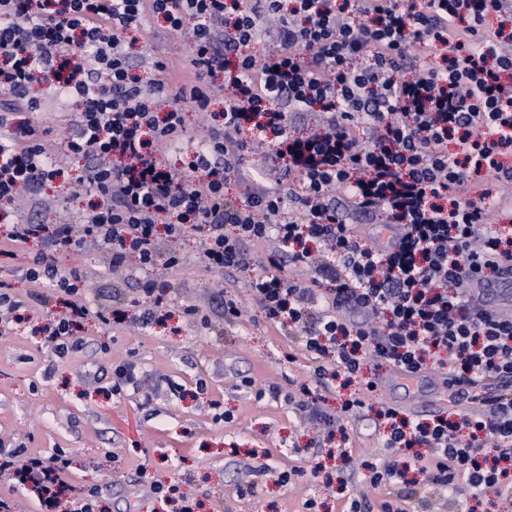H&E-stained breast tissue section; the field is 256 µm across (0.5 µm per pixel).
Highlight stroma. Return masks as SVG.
<instances>
[{"label": "stroma", "instance_id": "1", "mask_svg": "<svg viewBox=\"0 0 512 512\" xmlns=\"http://www.w3.org/2000/svg\"><path fill=\"white\" fill-rule=\"evenodd\" d=\"M186 37L157 30L131 50L136 60L162 58L184 62ZM65 265L85 268L88 294L98 301L122 290L127 318L118 327L88 321L80 333L82 351L56 357L37 326L65 311L56 295L47 294L33 305L25 320L0 335V444H24L34 452L61 448L71 458L70 488L62 512H72L90 487L100 490L102 512H172L152 491L157 483L178 481L196 505L195 512H305L304 503L316 500L319 512H343L350 497L366 494L373 504L387 499L371 490L367 463L381 459V440L366 418L348 423L349 441L330 452L312 454L319 432L311 421L284 400H256L255 391L275 382L295 392L310 382L304 351L295 337L269 325L260 303L246 289H238L245 315L225 322L217 297L226 283L219 274L202 275L187 269L170 273V309L196 306L209 316V327L179 322L177 330L161 326L141 328L137 316L148 301L134 280L105 268L92 248L59 251ZM295 349V362L281 355ZM136 355L142 381L138 391L114 396L88 375ZM365 376H377L372 406L391 404L422 416L430 411L453 413L436 371L418 379L411 389L391 368L366 366ZM254 381L239 387L240 377ZM204 390H197V382ZM232 421H222V412ZM268 462L271 473L255 476L254 495L237 493L244 464ZM333 469L336 478L325 485L315 477L317 467ZM293 470L288 484L278 471ZM407 512H512V498H472L466 486L442 491L421 483L405 499Z\"/></svg>", "mask_w": 512, "mask_h": 512}]
</instances>
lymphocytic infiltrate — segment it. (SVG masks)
<instances>
[{
	"instance_id": "lymphocytic-infiltrate-1",
	"label": "lymphocytic infiltrate",
	"mask_w": 512,
	"mask_h": 512,
	"mask_svg": "<svg viewBox=\"0 0 512 512\" xmlns=\"http://www.w3.org/2000/svg\"><path fill=\"white\" fill-rule=\"evenodd\" d=\"M159 22L189 33L185 64L134 62L130 45ZM265 42L272 50L256 55ZM37 86L67 112L65 144L32 119ZM0 91V211L12 217L0 255L39 244L19 275L28 299H63L48 336L57 356L81 348L86 320L126 319L117 298L90 304L86 272L57 251L91 242L113 268L136 260L149 328L172 288L158 268L191 262L159 242L194 237L201 267L244 280L312 363L299 394L272 383L256 399L286 396L332 437L377 388L365 363L437 370L463 409L411 420L382 406L372 423L384 448L428 449L418 472L439 489L512 492V315L471 299L476 282L512 273V228L488 222L512 187L506 0H0ZM193 123L202 139L188 152ZM250 139L281 159L275 184L240 170ZM61 176L68 221L13 213L21 195L39 209ZM338 190L387 214L388 245L354 233ZM270 238L279 254L255 260L250 245ZM285 261L308 277L285 278ZM338 379L362 393L331 414L317 394ZM69 467L60 449L0 448V475L49 512Z\"/></svg>"
}]
</instances>
